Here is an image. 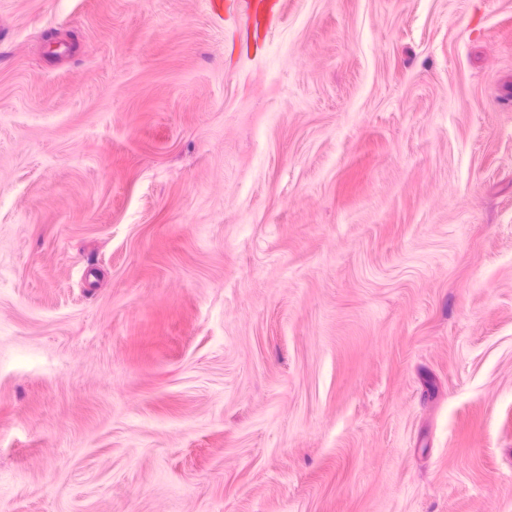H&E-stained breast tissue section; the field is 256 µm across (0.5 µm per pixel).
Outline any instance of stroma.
<instances>
[{"label":"stroma","instance_id":"obj_1","mask_svg":"<svg viewBox=\"0 0 512 512\" xmlns=\"http://www.w3.org/2000/svg\"><path fill=\"white\" fill-rule=\"evenodd\" d=\"M0 512H512V0H0Z\"/></svg>","mask_w":512,"mask_h":512}]
</instances>
